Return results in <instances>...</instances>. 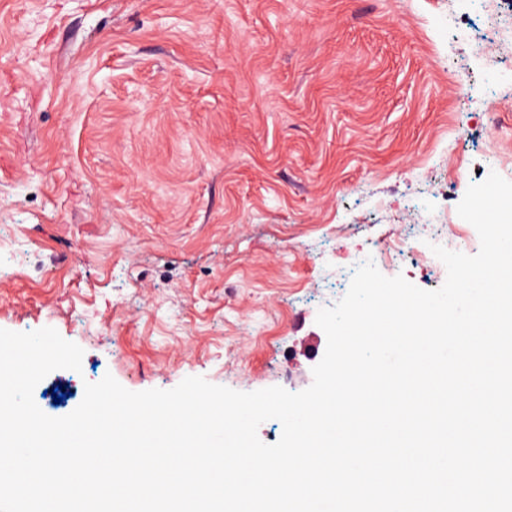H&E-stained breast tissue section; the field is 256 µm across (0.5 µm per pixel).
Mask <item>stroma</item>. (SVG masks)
<instances>
[{"instance_id": "stroma-1", "label": "stroma", "mask_w": 512, "mask_h": 512, "mask_svg": "<svg viewBox=\"0 0 512 512\" xmlns=\"http://www.w3.org/2000/svg\"><path fill=\"white\" fill-rule=\"evenodd\" d=\"M503 28L512 0H0V329L84 351L39 408L108 374L305 390L368 243L439 289L420 249L476 254L457 205L512 181Z\"/></svg>"}]
</instances>
